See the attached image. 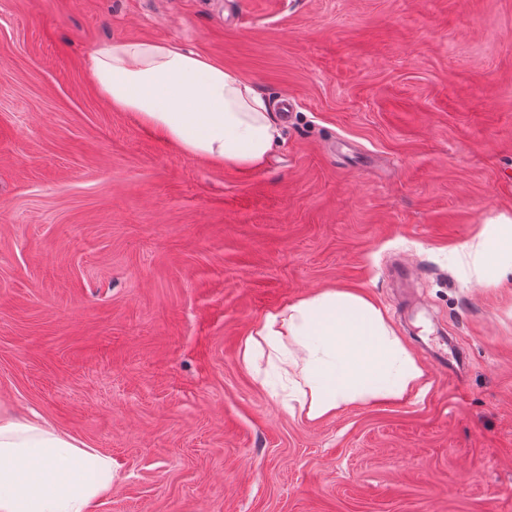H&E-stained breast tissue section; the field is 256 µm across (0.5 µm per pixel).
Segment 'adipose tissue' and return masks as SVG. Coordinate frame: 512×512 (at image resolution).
<instances>
[{"instance_id":"obj_1","label":"adipose tissue","mask_w":512,"mask_h":512,"mask_svg":"<svg viewBox=\"0 0 512 512\" xmlns=\"http://www.w3.org/2000/svg\"><path fill=\"white\" fill-rule=\"evenodd\" d=\"M112 106L133 112L192 158L261 166L281 133L252 83L177 42L120 40L87 61ZM478 280L512 268V214L489 219L471 253ZM276 356L295 386V409L317 421L351 406L398 400L423 389L427 373L362 295L325 291L268 313L244 340L254 368ZM112 490V458L55 431L37 416L0 408V512H91Z\"/></svg>"}]
</instances>
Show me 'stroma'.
Instances as JSON below:
<instances>
[{
    "instance_id": "35a3bbf8",
    "label": "stroma",
    "mask_w": 512,
    "mask_h": 512,
    "mask_svg": "<svg viewBox=\"0 0 512 512\" xmlns=\"http://www.w3.org/2000/svg\"><path fill=\"white\" fill-rule=\"evenodd\" d=\"M130 39L292 97L268 160L113 110L85 59ZM501 212L512 0H0V407L111 455L92 512H512V274L467 264ZM334 290L426 385L310 422L240 347ZM450 340L453 376L429 356Z\"/></svg>"
}]
</instances>
